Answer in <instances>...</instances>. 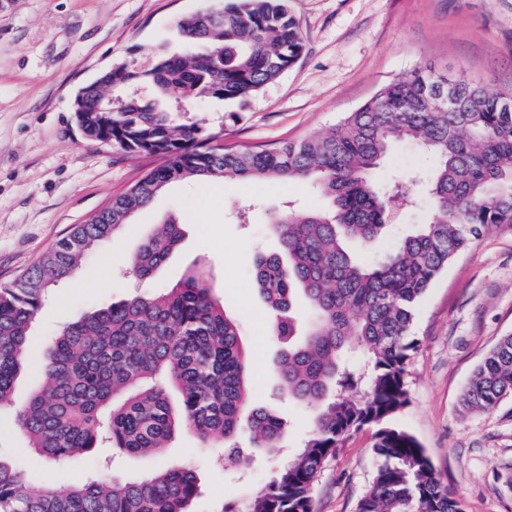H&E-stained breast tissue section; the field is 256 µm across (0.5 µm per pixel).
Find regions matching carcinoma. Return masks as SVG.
I'll return each mask as SVG.
<instances>
[{
	"mask_svg": "<svg viewBox=\"0 0 512 512\" xmlns=\"http://www.w3.org/2000/svg\"><path fill=\"white\" fill-rule=\"evenodd\" d=\"M178 28L191 44L187 52L161 49L146 65L131 57L80 91L81 119L96 139L165 162L0 288V408L27 365L29 331L52 288L166 185L229 177L312 181L325 207L271 214L279 251L258 256L254 279L281 346L279 390L319 411L303 447L245 500L218 512H314L312 491L327 459L366 426L377 427V466L357 512H462L396 417L409 402L418 303L457 255L492 228L512 226V109L503 107L505 95L457 77L458 111L437 112L429 97L432 79L443 75L414 69L382 85L331 131L275 148L219 144L196 124L176 123L156 99L117 96L112 111H102L109 84H143L185 105L243 102L283 75L305 47L288 0H214ZM396 139L422 147L432 167L385 189L371 175ZM415 185L431 203L429 221L379 251L395 206ZM181 238L175 219L157 225L131 257L129 273L150 278ZM351 241L373 259L359 263ZM42 373V388L17 420L29 447L59 466L105 443L131 457L157 454L182 430L204 445L222 439L223 463L240 469L251 462L234 441L242 425L257 448L274 452L286 442L280 417L250 403L253 365L240 323L199 272L71 322L46 348ZM508 397L511 334L477 365L460 401L468 412L486 413ZM199 493L195 472L183 465L126 480L85 474L65 489L35 490L0 454V512H191Z\"/></svg>",
	"mask_w": 512,
	"mask_h": 512,
	"instance_id": "cac0c4a2",
	"label": "carcinoma"
}]
</instances>
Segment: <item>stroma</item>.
<instances>
[{"label":"stroma","mask_w":512,"mask_h":512,"mask_svg":"<svg viewBox=\"0 0 512 512\" xmlns=\"http://www.w3.org/2000/svg\"><path fill=\"white\" fill-rule=\"evenodd\" d=\"M211 0H0V286L12 283L77 224L126 192L156 157L86 139L74 102L84 86L136 54L183 52L179 19ZM305 36L300 60L246 103L198 101L179 118L220 136L225 145L274 148L323 133L386 82L416 68L467 76L489 91L512 89V0H289ZM430 157L395 141L376 173L380 183L426 172ZM321 206L310 182L225 179L216 187L169 184L130 224L101 243L76 274L51 293L31 331V360L13 406L0 409V453L34 485L62 486L65 473L29 448L15 417L39 389L45 347L80 316L178 283L203 267L212 294L238 319L255 364L252 397L289 425L288 445L309 437L312 410L276 393L279 349L251 272L259 253L276 250L266 224L284 202ZM181 224L178 249L152 278L122 270L153 224ZM417 349L409 367V402L398 421L422 444L463 512H512V398L484 414L464 413L460 397L474 369L501 336L512 334V227L487 232L432 285L415 314ZM374 427L349 435L325 464L313 492L315 512H355L376 468ZM221 443L202 446L189 431L160 456L116 457L111 449L83 459L77 472L118 478L169 464L196 471L195 512H216L267 481L283 457L256 451L248 482L222 471Z\"/></svg>","instance_id":"1"}]
</instances>
